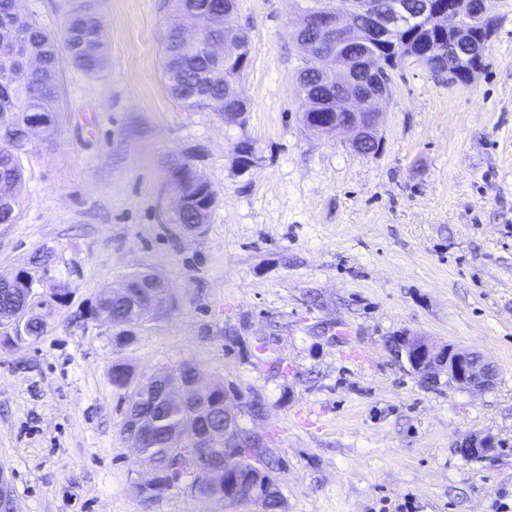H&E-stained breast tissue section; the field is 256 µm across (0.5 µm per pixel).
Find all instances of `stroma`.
<instances>
[{"instance_id":"stroma-1","label":"stroma","mask_w":512,"mask_h":512,"mask_svg":"<svg viewBox=\"0 0 512 512\" xmlns=\"http://www.w3.org/2000/svg\"><path fill=\"white\" fill-rule=\"evenodd\" d=\"M92 5L107 67H63L64 110L23 151L21 200L0 224V275L51 247L71 288L45 335L0 349V466L19 512H259L191 494L189 473L138 496L149 468L121 434L117 360L189 361L223 385L276 464L280 512H512V0L487 2L496 34L471 83L395 74L369 156L303 124L297 0H236L251 61L229 124L169 93L161 0ZM183 158L217 197L196 235L160 209ZM138 271L167 283L173 308L120 347L89 312ZM400 336L478 352L494 381L423 383L391 351ZM474 436L494 455L464 458Z\"/></svg>"}]
</instances>
